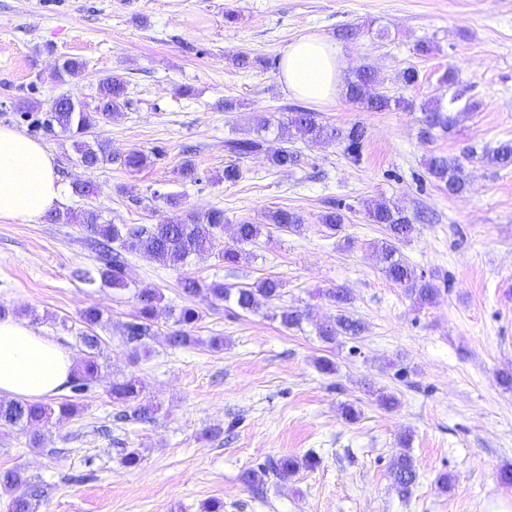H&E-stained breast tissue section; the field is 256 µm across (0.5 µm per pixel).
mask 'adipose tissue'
<instances>
[{
  "label": "adipose tissue",
  "mask_w": 512,
  "mask_h": 512,
  "mask_svg": "<svg viewBox=\"0 0 512 512\" xmlns=\"http://www.w3.org/2000/svg\"><path fill=\"white\" fill-rule=\"evenodd\" d=\"M343 50L318 35L294 39L279 81L289 96L332 102L345 90ZM62 199L53 155L38 141L0 126V218L38 223ZM76 366L72 352L41 336L26 321L0 319V396L37 400L58 395Z\"/></svg>",
  "instance_id": "ef3b65f1"
}]
</instances>
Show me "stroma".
<instances>
[{"label": "stroma", "instance_id": "35a3bbf8", "mask_svg": "<svg viewBox=\"0 0 512 512\" xmlns=\"http://www.w3.org/2000/svg\"><path fill=\"white\" fill-rule=\"evenodd\" d=\"M229 9L237 15L231 24ZM350 25L363 33L341 41L347 72L373 67L381 91L406 108L367 112L345 97L305 105L284 92L277 72L288 44L304 34L334 41ZM422 41L433 52L419 54ZM238 55L254 67H236ZM68 58L83 62L82 74L56 79ZM408 67L420 81L406 88L398 76ZM450 67L464 98L480 107L426 144L421 107L447 97L440 77ZM110 73L126 80L127 104L88 136L108 139L117 153L160 150L139 171L86 169L67 134L29 123L62 95L95 106ZM183 87L191 95H180ZM228 100L236 110L225 111ZM301 106L325 124L363 123L361 163H350L340 145L297 136L298 167L280 170L253 156L241 160L237 183H225V140L246 133L255 117ZM0 125L53 155L63 211L161 224L173 216L161 196L174 193L182 214L219 208L232 225L261 222L277 207L303 218L298 229L274 228L243 245L232 266L217 248L180 273L133 256L142 286L160 289L165 303L148 353L135 359L117 331L137 311L133 292L92 293L73 276L93 262L83 226L0 218V305L76 355L80 311L93 303L105 310L101 378L78 398L79 413L44 429L38 449L28 429L0 427V471L22 468L45 487L37 512H201L214 499L224 512H487L497 499L512 500V483L501 479L512 470V389L499 383L512 372V166L467 163L469 189L460 197L425 169L430 153L455 157L512 139V0H0ZM187 160L200 182L182 180ZM77 179L94 182L96 195L74 196ZM334 201L353 207L336 232L321 222ZM376 201L404 208L415 225L399 250L436 278L434 304L415 306L383 272L375 245L387 233L365 211ZM183 273L235 287L274 277L283 287L280 299L254 312L197 300L195 342L174 349L168 310L185 303ZM337 288L349 290L346 311L365 329L326 344L315 326L336 317L329 294ZM287 307L305 310L301 328L273 319ZM216 337L221 347L212 346ZM321 358L335 373L318 369ZM130 375L158 407L152 420L116 418L107 389ZM383 393L398 397V409L379 405ZM347 404L359 409L356 420L344 417ZM132 449L141 462L124 467ZM405 450L419 474L406 498L390 475ZM293 456L316 463L285 482L269 478L259 492L245 482L259 464ZM443 473L453 478L450 489L438 484Z\"/></svg>", "mask_w": 512, "mask_h": 512}]
</instances>
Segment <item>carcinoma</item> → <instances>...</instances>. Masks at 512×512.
<instances>
[{
    "label": "carcinoma",
    "mask_w": 512,
    "mask_h": 512,
    "mask_svg": "<svg viewBox=\"0 0 512 512\" xmlns=\"http://www.w3.org/2000/svg\"><path fill=\"white\" fill-rule=\"evenodd\" d=\"M441 82L452 93L446 100L437 98L423 105L420 138L424 141L432 140L437 131L451 132L457 124L458 114L474 112L480 107L474 100H463L462 93L455 90L457 73L454 69L445 71ZM380 83L378 72L364 66L350 77L347 96L351 101L363 105L368 112H383L393 106L406 107L405 101L376 91V86ZM126 90V82L121 75L109 74L99 81L94 113L87 112L85 104L76 107L71 97H62L53 101L47 117L37 120V123L46 131L57 127L68 134L73 139L78 162L88 169L109 163L129 171L140 170L152 163V159L159 156L160 151L147 154L133 149L125 154H114L105 139H97L92 144L84 140L91 128L92 118L106 120L126 103ZM294 132L312 143L342 145L344 154L354 164L361 161L362 148L367 138V129L362 124L355 123L347 128L329 126L319 122L313 112H285L275 121L262 116L247 131L246 136L224 141V151L232 158L224 166V182L234 184L241 178L238 160L243 158L262 155L270 166L284 170L299 165L300 153L288 146L289 138ZM474 158L490 166L512 164V141H501L494 147L483 149L479 155L470 150L461 158L433 153L426 159V169L429 176L448 191V195L459 197L468 188L465 162ZM344 209L345 204L332 203L329 211L322 215L321 222L332 231L338 230L345 221ZM367 213L373 223L384 225L389 232L388 239L375 245L384 263L387 278L403 288L418 307L432 304L439 294V286L402 259L397 247V243L406 239L413 231L411 219L397 205L385 202L367 206ZM48 218L54 223H68L77 219L89 234V245L95 253L94 262L90 266L76 269L74 276L92 289L119 290L138 284V274L129 261L130 255L141 253L165 267L179 271L190 257L207 253L214 248L224 233L225 223L224 211L217 208L189 214L184 218L177 217L164 224L150 225L105 223L101 221L98 213L91 210L80 217L58 210L50 213ZM263 218L262 224L245 220L234 225V245L226 246L222 251L225 263L238 264L242 258L238 245L256 242L263 234L264 225L273 224L286 231L303 223L300 214L285 208L271 209L264 213ZM281 287L280 280L272 277H267L254 286L239 288H228L217 281L208 283L193 276L181 277V293L189 300V304L180 307L179 312L173 314L174 323L180 329L168 335V345L181 348L196 341L183 327L193 326L201 319V313L195 305L197 298L204 297L211 302L232 301L240 310L252 312L258 308L259 298L269 301L280 298ZM137 298L140 303L137 315L121 326L123 342L134 355L146 347L147 339L154 336L158 309L164 296L157 288H140ZM278 317L284 327L291 329L302 324L305 314L298 309H287L281 311ZM103 319L104 311L97 304L86 307L80 314L82 329L79 339L83 345V357L69 382L70 392L76 396L82 395L100 377L101 339L95 328L103 324ZM363 330L361 322L340 313L334 320L317 327V334L322 341L331 343L340 336L356 337ZM108 394L112 403L123 407L118 413L120 419L130 416L135 420H150L158 411L157 407L143 399V386L133 376L112 382ZM78 410V405L72 401L62 402L54 408L40 402L0 399V425H48L73 416ZM312 465L313 460L307 457H287L270 470L261 467L249 471L245 481L251 485H260L271 472L278 479L286 481L300 469L310 468ZM390 471L399 494L405 498L410 496L418 480L411 455L402 452L394 457ZM0 490L10 496L9 512H36L37 493L32 490V482L22 470L0 471Z\"/></svg>",
    "instance_id": "carcinoma-1"
}]
</instances>
